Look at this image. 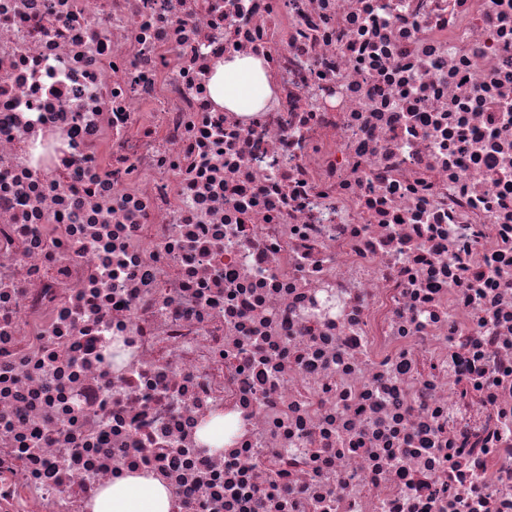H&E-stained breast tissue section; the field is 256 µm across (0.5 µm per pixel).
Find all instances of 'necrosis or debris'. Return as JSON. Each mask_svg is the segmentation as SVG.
<instances>
[{"instance_id": "4bbe7bcc", "label": "necrosis or debris", "mask_w": 512, "mask_h": 512, "mask_svg": "<svg viewBox=\"0 0 512 512\" xmlns=\"http://www.w3.org/2000/svg\"><path fill=\"white\" fill-rule=\"evenodd\" d=\"M131 469L512 512V0H0V512ZM243 84L252 90L248 97L241 92ZM270 94L261 62L250 57H236L218 64L211 81L214 102L236 112H257Z\"/></svg>"}]
</instances>
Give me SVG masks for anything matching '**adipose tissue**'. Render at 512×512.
<instances>
[{"label": "adipose tissue", "instance_id": "1", "mask_svg": "<svg viewBox=\"0 0 512 512\" xmlns=\"http://www.w3.org/2000/svg\"><path fill=\"white\" fill-rule=\"evenodd\" d=\"M271 88L259 60L244 57L218 65L211 81L214 102L236 112H255ZM167 488L150 475L129 473L99 490L91 512H171Z\"/></svg>", "mask_w": 512, "mask_h": 512}]
</instances>
